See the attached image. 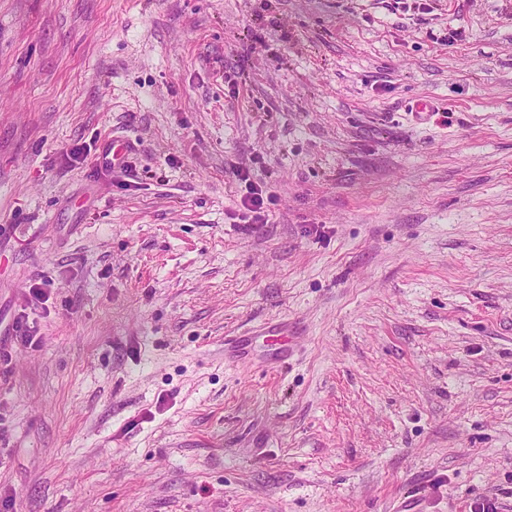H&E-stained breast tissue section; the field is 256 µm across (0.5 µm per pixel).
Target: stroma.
Here are the masks:
<instances>
[{"instance_id": "35a3bbf8", "label": "stroma", "mask_w": 512, "mask_h": 512, "mask_svg": "<svg viewBox=\"0 0 512 512\" xmlns=\"http://www.w3.org/2000/svg\"><path fill=\"white\" fill-rule=\"evenodd\" d=\"M0 352V512H512V0H0ZM129 144L123 140H113L107 145V151L101 154L95 164L97 167H120L125 162V156L129 151ZM241 205L244 209L242 220L247 224H258L263 221L265 210V198L263 190L248 183L247 193L241 199ZM259 333L267 334L268 336L276 337L280 341V347L269 353V356L264 359V363L268 368H274L286 363L293 351V342L297 338L298 333L296 328L288 324V321H280L277 323H267Z\"/></svg>"}]
</instances>
